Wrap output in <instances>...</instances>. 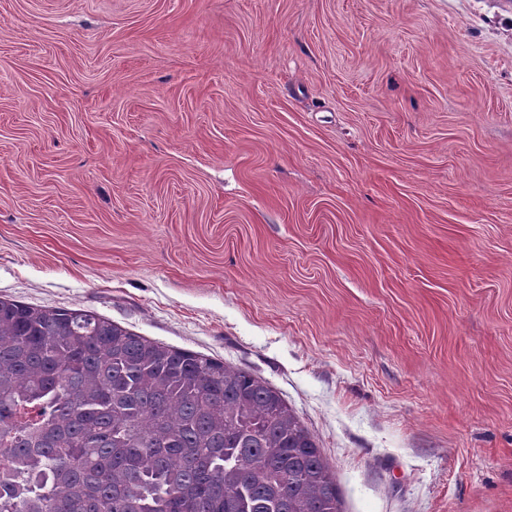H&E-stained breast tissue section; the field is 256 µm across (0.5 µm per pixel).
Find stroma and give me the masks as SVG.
I'll list each match as a JSON object with an SVG mask.
<instances>
[{"label": "stroma", "mask_w": 512, "mask_h": 512, "mask_svg": "<svg viewBox=\"0 0 512 512\" xmlns=\"http://www.w3.org/2000/svg\"><path fill=\"white\" fill-rule=\"evenodd\" d=\"M248 370L344 512H512V0H0V297Z\"/></svg>", "instance_id": "obj_1"}]
</instances>
